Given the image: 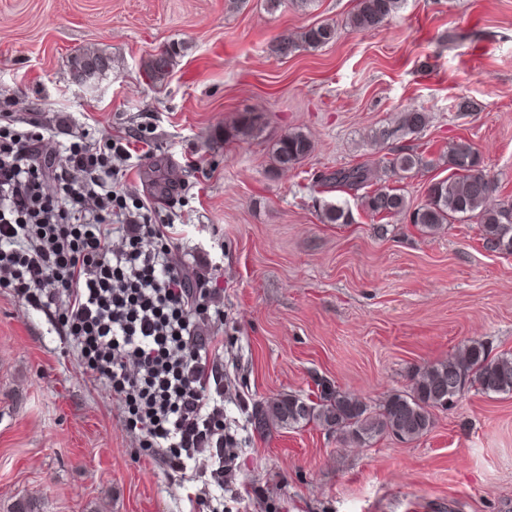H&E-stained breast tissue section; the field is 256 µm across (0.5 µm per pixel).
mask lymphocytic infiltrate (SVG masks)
<instances>
[{
  "instance_id": "f902f5d3",
  "label": "lymphocytic infiltrate",
  "mask_w": 512,
  "mask_h": 512,
  "mask_svg": "<svg viewBox=\"0 0 512 512\" xmlns=\"http://www.w3.org/2000/svg\"><path fill=\"white\" fill-rule=\"evenodd\" d=\"M45 130L0 113V289L55 308L86 370L127 406L146 454L176 472L200 455L224 483V346L197 318L211 291L175 261L170 217L121 185L129 145L82 130L65 161Z\"/></svg>"
}]
</instances>
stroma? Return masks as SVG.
Instances as JSON below:
<instances>
[{
  "mask_svg": "<svg viewBox=\"0 0 512 512\" xmlns=\"http://www.w3.org/2000/svg\"><path fill=\"white\" fill-rule=\"evenodd\" d=\"M357 0H0V111L51 129L42 153L82 127L130 142L128 192L176 214L175 256L219 289L224 421L237 439L224 512H512V395L465 390L404 443L341 441L315 424L261 436L253 404L328 381L370 405L472 340L512 352V255L483 248L475 220L433 234L373 219L321 174L366 163L411 205L448 177L443 154L470 141L512 199V0H403L378 28L346 27ZM328 21L326 46L281 57L275 40ZM179 44L169 77L143 63ZM111 71L78 81L75 50ZM419 134L371 145L407 107ZM251 116L253 136L224 130ZM300 130L312 154L272 173V146ZM426 167L379 170L398 146ZM353 220L326 224V203ZM193 471L143 455L123 404L87 373L54 311L0 290V512H191Z\"/></svg>",
  "mask_w": 512,
  "mask_h": 512,
  "instance_id": "35a3bbf8",
  "label": "stroma"
}]
</instances>
